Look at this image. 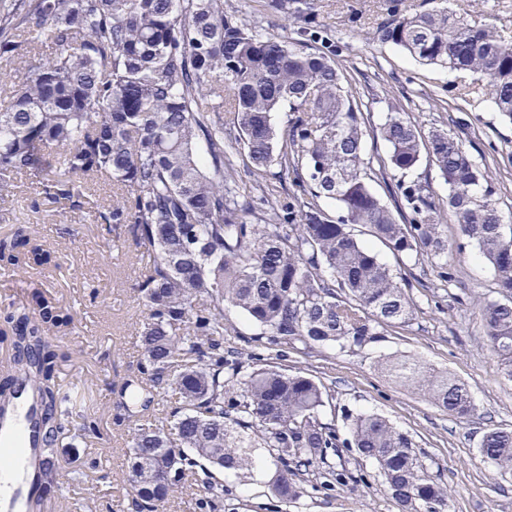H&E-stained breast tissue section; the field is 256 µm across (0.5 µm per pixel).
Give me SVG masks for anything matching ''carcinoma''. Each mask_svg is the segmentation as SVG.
<instances>
[{
  "mask_svg": "<svg viewBox=\"0 0 512 512\" xmlns=\"http://www.w3.org/2000/svg\"><path fill=\"white\" fill-rule=\"evenodd\" d=\"M265 6L296 20L295 0ZM307 38L262 34L224 13V0H0V200L18 177L43 198L69 204L81 224L87 183L104 178L119 196L92 219L107 233L126 224L150 264L136 285L146 309L137 374L117 390L115 421L134 424L125 480L139 484L132 512H161L178 491L197 486L200 512H222L229 489L211 468L239 475L267 450L272 494H301L300 468H324L326 490L350 476L329 457L351 448L376 463L399 512H449L450 493L430 474L413 440L374 412L349 415V436L322 418L332 394L312 376L272 364L284 347L359 350L417 310L407 274L390 269L362 239L394 255L436 263L450 285L444 217L429 185L399 180L390 209L371 187L374 168L406 174L425 156L448 186V208L462 237L493 268L499 298L481 304L486 345L512 379V225L503 223L484 171L460 135L423 134L396 110L380 134L385 155L364 154L361 104L342 85L330 54ZM379 37L416 61L478 75L498 112L512 120V40L490 24H470L446 6L392 12ZM288 106L286 128L272 114ZM226 108L233 127L208 113ZM242 152L258 175L278 166L299 193L239 192L232 158ZM336 203L332 216L321 206ZM50 248L21 231L0 238V262L35 269ZM30 306L9 307L0 325L15 354L0 373V398L16 383L42 400L38 512L63 496L93 459L64 477L53 461L68 419L84 439L101 418L64 390L71 358L58 337L72 311L34 286ZM263 328L253 350L224 345V306ZM403 386L458 418L473 415L466 386L414 359L384 362ZM481 457L512 473V431L492 429Z\"/></svg>",
  "mask_w": 512,
  "mask_h": 512,
  "instance_id": "1",
  "label": "carcinoma"
}]
</instances>
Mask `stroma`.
I'll return each mask as SVG.
<instances>
[{
  "mask_svg": "<svg viewBox=\"0 0 512 512\" xmlns=\"http://www.w3.org/2000/svg\"><path fill=\"white\" fill-rule=\"evenodd\" d=\"M427 0H301L315 17L318 48L331 52L345 85L366 106L369 118L365 152H385L378 137L388 105L400 107L421 131L442 127L472 140L474 155L496 190L504 222L512 223V122L496 112L485 87L468 73L427 66L399 47L382 42L379 28L393 9L421 10ZM452 8L469 21L496 26L512 37V0H451ZM226 13L257 29L296 37L298 23L265 8L264 0H224ZM67 204L45 201L36 185L21 179L13 197L0 201V235L24 230L40 236L52 250L48 265L14 271L0 265V303H23L30 282L42 283L62 305L72 309L74 324L64 342L72 352L65 366V384L74 386L102 418V436L90 442L67 436L58 445L63 470L81 468L96 459V470L66 488L68 501L79 512H117L125 503L124 478L129 429L115 424L116 394L136 374L141 349L137 324L145 308L134 285L148 260L123 229L106 233L100 225L67 223ZM380 259L392 268L406 267L419 285L411 294L417 304L413 320L386 328L377 342L357 352L325 349L309 354L289 352L282 366L320 380L333 394L336 428L347 434L346 412H375L409 434L452 493L451 512H512V474L484 462L479 445L492 428L512 431V380L503 377L495 355L484 340L478 301L495 295V276L478 257L474 245L449 255L456 281L449 290L438 287L437 269L430 262H400L383 245ZM100 291V303L90 304V287ZM435 288L438 305L428 304ZM407 355L440 372H448L469 389L472 416L450 415L421 392L396 385L377 364L386 357ZM258 465L240 476L227 477L239 512H398L373 461L343 449L340 461L349 472L367 475L335 490L316 488L303 476L299 498L284 503L271 493L275 472L265 450H257Z\"/></svg>",
  "mask_w": 512,
  "mask_h": 512,
  "instance_id": "1",
  "label": "stroma"
}]
</instances>
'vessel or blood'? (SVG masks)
I'll return each mask as SVG.
<instances>
[{"label":"vessel or blood","mask_w":512,"mask_h":512,"mask_svg":"<svg viewBox=\"0 0 512 512\" xmlns=\"http://www.w3.org/2000/svg\"><path fill=\"white\" fill-rule=\"evenodd\" d=\"M41 407L39 394L26 381L18 383L15 396L0 402V450L12 458L11 477L0 482V512H29L38 493Z\"/></svg>","instance_id":"obj_1"}]
</instances>
